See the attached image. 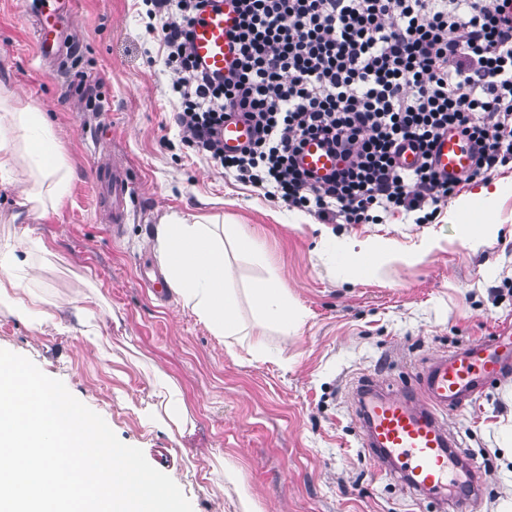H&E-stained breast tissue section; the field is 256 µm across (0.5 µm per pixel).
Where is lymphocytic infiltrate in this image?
Listing matches in <instances>:
<instances>
[{
    "mask_svg": "<svg viewBox=\"0 0 512 512\" xmlns=\"http://www.w3.org/2000/svg\"><path fill=\"white\" fill-rule=\"evenodd\" d=\"M210 0H150L166 49L167 89L184 144L287 208L320 220L376 223L377 212L435 218L466 182L512 160V0H232L238 59L221 78L199 68L190 31ZM254 130L224 151L230 117ZM455 131L479 144L465 179L432 165ZM342 160L323 177L301 168L307 139ZM410 141L412 169L397 162Z\"/></svg>",
    "mask_w": 512,
    "mask_h": 512,
    "instance_id": "1",
    "label": "lymphocytic infiltrate"
}]
</instances>
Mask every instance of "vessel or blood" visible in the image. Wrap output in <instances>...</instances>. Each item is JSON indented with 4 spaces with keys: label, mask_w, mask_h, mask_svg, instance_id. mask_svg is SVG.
I'll return each mask as SVG.
<instances>
[{
    "label": "vessel or blood",
    "mask_w": 512,
    "mask_h": 512,
    "mask_svg": "<svg viewBox=\"0 0 512 512\" xmlns=\"http://www.w3.org/2000/svg\"><path fill=\"white\" fill-rule=\"evenodd\" d=\"M42 18L33 32L45 55L62 51L59 27L70 0H40ZM237 14L228 0H211L191 29V46L201 70L219 78L235 61L231 40ZM249 126L239 120L224 124V150L245 145ZM477 147L456 135L443 136L432 155L433 166L448 179L463 177L472 168ZM300 166L316 175L340 166L336 154L318 139L305 143ZM106 210L112 226L123 224L136 188L124 163L98 165ZM512 375V333H497L446 355L430 359L410 388L386 392L373 380L356 389L357 422L362 446L382 466L409 487L426 496L447 498L452 512H472L485 488V476L474 460H462L458 440L445 427L441 415L448 407L472 401L486 388Z\"/></svg>",
    "instance_id": "b4317fda"
}]
</instances>
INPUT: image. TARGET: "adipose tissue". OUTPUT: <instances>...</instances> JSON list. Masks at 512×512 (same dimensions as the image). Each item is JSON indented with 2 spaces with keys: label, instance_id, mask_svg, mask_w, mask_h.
Segmentation results:
<instances>
[{
  "label": "adipose tissue",
  "instance_id": "obj_1",
  "mask_svg": "<svg viewBox=\"0 0 512 512\" xmlns=\"http://www.w3.org/2000/svg\"><path fill=\"white\" fill-rule=\"evenodd\" d=\"M10 127L0 130V177H8L16 152H23L31 176L39 189L25 193L19 207L31 213L54 208L69 192L70 176L45 112L34 102L6 98ZM498 190L487 187L460 196L448 211V220L460 224L465 238L476 242L495 229L494 205ZM237 250L259 256L253 232L236 228L221 237L216 217L170 213L162 217L156 242L167 280L213 335L239 336L243 325L239 316V295L225 278V239ZM254 315L265 328H285L291 318L288 293L268 280L251 290Z\"/></svg>",
  "mask_w": 512,
  "mask_h": 512
}]
</instances>
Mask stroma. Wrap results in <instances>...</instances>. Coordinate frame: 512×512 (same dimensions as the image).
<instances>
[{
    "label": "stroma",
    "mask_w": 512,
    "mask_h": 512,
    "mask_svg": "<svg viewBox=\"0 0 512 512\" xmlns=\"http://www.w3.org/2000/svg\"><path fill=\"white\" fill-rule=\"evenodd\" d=\"M37 11L35 0H0V90L47 112L70 192L42 216L19 215L30 184L16 158L0 181V250L24 260L22 287L67 326L20 320L1 299L0 349L61 380L177 478L193 512H448L380 473L361 445L351 392L371 379L413 384L434 355L512 331V162L465 186L505 184L498 229L479 244L444 206L429 224L403 211L378 224H327L182 145L145 0H75L55 59L32 43ZM104 154L122 159L140 187L117 238L95 185ZM171 212L217 215L255 233L261 260L227 259L244 335H213L178 296L161 300L147 286L144 269L159 264L155 227ZM425 235L437 247L412 259ZM353 238L395 242L400 256L352 272L343 243ZM271 278L298 313L285 330L252 318L248 290ZM98 336L111 342L109 358L97 357ZM163 376L184 394L180 434L152 421ZM445 420L464 457L495 462L474 512H512V378Z\"/></svg>",
    "instance_id": "stroma-1"
}]
</instances>
